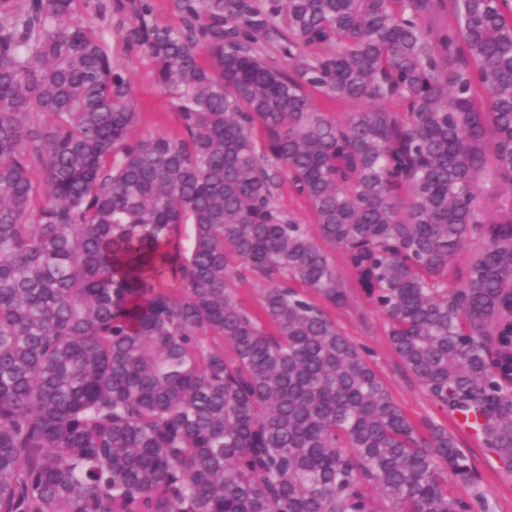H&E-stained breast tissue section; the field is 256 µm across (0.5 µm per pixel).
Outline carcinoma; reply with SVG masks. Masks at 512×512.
<instances>
[{
    "label": "carcinoma",
    "mask_w": 512,
    "mask_h": 512,
    "mask_svg": "<svg viewBox=\"0 0 512 512\" xmlns=\"http://www.w3.org/2000/svg\"><path fill=\"white\" fill-rule=\"evenodd\" d=\"M74 2L0 0V512H490L456 432L512 471V0H138L180 138ZM151 6L150 20L159 27L173 31L185 29L186 19L174 4V0H149ZM332 315L340 331L368 354L371 366L407 414L418 421L447 423L448 429L456 431L451 421L432 406L426 393L400 370L386 335L385 317L376 308L360 296L350 307L336 309Z\"/></svg>",
    "instance_id": "cac0c4a2"
}]
</instances>
